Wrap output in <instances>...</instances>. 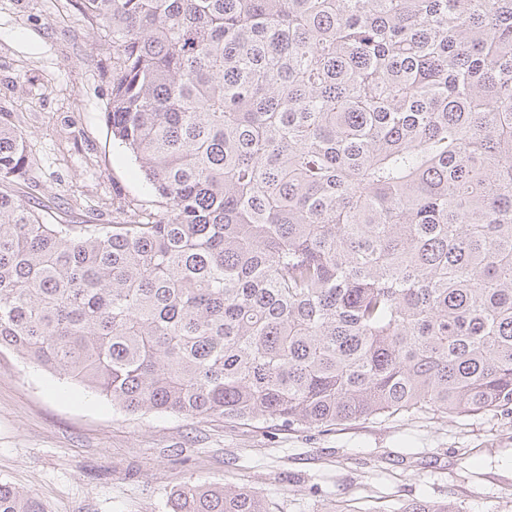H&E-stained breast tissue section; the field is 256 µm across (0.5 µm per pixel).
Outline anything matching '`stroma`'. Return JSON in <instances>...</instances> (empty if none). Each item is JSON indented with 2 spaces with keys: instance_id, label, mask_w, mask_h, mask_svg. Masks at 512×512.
<instances>
[{
  "instance_id": "stroma-1",
  "label": "stroma",
  "mask_w": 512,
  "mask_h": 512,
  "mask_svg": "<svg viewBox=\"0 0 512 512\" xmlns=\"http://www.w3.org/2000/svg\"><path fill=\"white\" fill-rule=\"evenodd\" d=\"M101 32L77 0H0V113L26 136L27 204L51 224H113L162 207L113 140ZM0 481L48 512H169L174 489L244 484L270 512H398L448 501L512 512V417L401 412L328 427L131 416L91 390L0 352Z\"/></svg>"
}]
</instances>
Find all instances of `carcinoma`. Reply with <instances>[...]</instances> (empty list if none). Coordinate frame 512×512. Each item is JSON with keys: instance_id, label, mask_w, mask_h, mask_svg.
Masks as SVG:
<instances>
[{"instance_id": "obj_1", "label": "carcinoma", "mask_w": 512, "mask_h": 512, "mask_svg": "<svg viewBox=\"0 0 512 512\" xmlns=\"http://www.w3.org/2000/svg\"><path fill=\"white\" fill-rule=\"evenodd\" d=\"M80 5L164 212L47 223L0 113V349L131 415L512 416V0ZM0 512L47 510L0 482ZM169 512L269 508L199 483Z\"/></svg>"}]
</instances>
